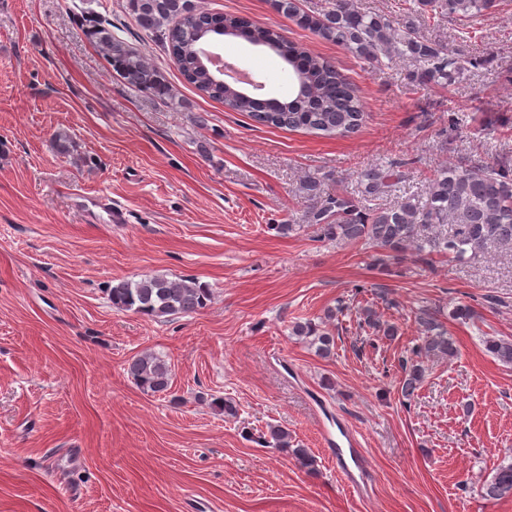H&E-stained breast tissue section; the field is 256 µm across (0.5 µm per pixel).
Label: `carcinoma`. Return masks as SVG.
<instances>
[{
    "instance_id": "cac0c4a2",
    "label": "carcinoma",
    "mask_w": 512,
    "mask_h": 512,
    "mask_svg": "<svg viewBox=\"0 0 512 512\" xmlns=\"http://www.w3.org/2000/svg\"><path fill=\"white\" fill-rule=\"evenodd\" d=\"M495 0H413L400 19L361 10L354 0H330L324 13L311 14L300 0H272L273 8L296 26L320 40L342 47L353 57L371 65L383 60L410 59L418 63L414 74L422 85H446L463 74L465 65L448 55L439 42L424 39L415 24L417 14L448 17H477L494 7ZM137 24L152 34L164 48L183 79L200 94L223 101L232 99V110L245 112L255 122L271 128L304 130L316 135L346 137L360 130L364 119L355 86L336 65L302 43L258 24L253 25L255 43L277 55L284 63L295 90L281 100L262 93L245 92L235 86L214 83L196 57L200 26L208 14L192 0H128ZM112 69L135 90L165 103H173L174 89L164 71L141 52L117 38L104 16L91 30ZM400 165L371 166L361 173V191L356 196L338 186L320 189L314 178L305 181L308 205L304 222L317 227L326 238L351 244H371L381 251L377 261L403 260L410 250L416 259L429 261L436 254L464 262L494 245L512 244V162L486 164L471 156L450 162L429 177L422 194L404 193L393 204L377 201L399 189ZM435 224H450L451 231L426 237L423 231ZM210 290L192 278L169 279L163 275L139 281L123 280L110 288L112 306L152 318L192 314L207 305ZM420 336L402 357L401 393L408 397L425 379L422 358L450 357L453 340L441 321V313L424 310L416 318ZM292 334L304 339L315 353L327 359L335 354L336 339L322 324L296 322ZM486 353L512 366V340L486 337ZM128 371L137 385L153 394L171 388V366L153 353H143L129 363ZM266 448L292 449L299 462L310 467L313 458L305 448H291L288 431L268 425L259 436ZM488 499L512 498V460L500 462L481 484Z\"/></svg>"
}]
</instances>
